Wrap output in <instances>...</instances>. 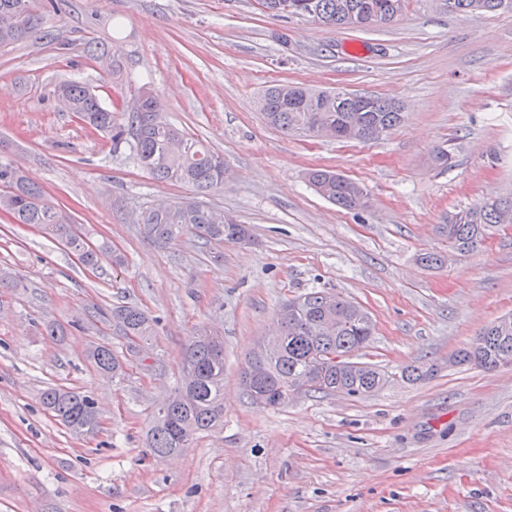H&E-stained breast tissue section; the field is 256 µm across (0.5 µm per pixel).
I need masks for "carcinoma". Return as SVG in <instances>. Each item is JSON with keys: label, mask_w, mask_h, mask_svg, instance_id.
I'll return each instance as SVG.
<instances>
[{"label": "carcinoma", "mask_w": 512, "mask_h": 512, "mask_svg": "<svg viewBox=\"0 0 512 512\" xmlns=\"http://www.w3.org/2000/svg\"><path fill=\"white\" fill-rule=\"evenodd\" d=\"M429 2L443 14L512 11V0ZM409 4L410 0H260L268 15L303 16L331 29H367L377 16L379 25H389L407 11ZM44 33L45 18L33 9L31 0H0V45ZM54 94L68 111L107 134L113 151L128 149L154 180L181 183L192 189L193 195L176 203L153 204L133 215L140 237L148 245L167 249L186 234L205 245L252 240L247 225L197 200L224 186V157L204 148L166 119V105L151 83L138 87L131 104L117 100L110 108L77 81L59 83ZM257 107L268 125L286 134L345 141L376 140L403 118L399 103L387 97L368 95L356 102L341 89L316 90L288 82L268 86ZM307 179L317 194L345 210L368 208L363 188L332 170L312 169ZM0 210L9 212L17 224L43 228L88 266L98 265L103 257L114 265L125 261L122 254L108 247L90 246L59 205L29 183L12 163L3 161ZM503 224H512V193L485 198L450 214L436 231L465 256ZM111 316L121 334L136 345L154 335L158 323L134 304L113 307ZM276 321L283 329L279 346L265 355L253 353L242 372V383L253 402L279 408L305 387L331 393L344 389L351 396L363 397L385 384L384 371L375 365L353 361L338 367L323 360V354L331 349L351 356L371 341L372 318L359 303L333 292L314 290L284 302ZM87 356L99 373L125 375L127 358L111 347L94 345ZM452 362L486 371L512 365V315L481 328L468 346L452 355ZM183 363L190 366V373L181 375L173 392L152 411L146 448L156 458L182 452L198 435L224 421L223 338L211 331L194 332L185 347ZM40 400L46 410L75 432L91 431L97 424L96 402L85 392L49 387L41 392Z\"/></svg>", "instance_id": "obj_1"}]
</instances>
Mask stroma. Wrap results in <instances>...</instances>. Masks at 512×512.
I'll use <instances>...</instances> for the list:
<instances>
[{
    "mask_svg": "<svg viewBox=\"0 0 512 512\" xmlns=\"http://www.w3.org/2000/svg\"><path fill=\"white\" fill-rule=\"evenodd\" d=\"M44 5L33 0L52 41L0 46V157L126 263L84 266L40 227L0 216V269L15 282L0 288V512H512V366L448 363L512 315V230L466 256L435 231L448 213L512 192V12L461 17L411 0L394 24L330 30L269 17L258 0ZM112 40L123 80L85 52ZM141 76L169 122L223 155L232 177L206 202L250 226L251 244L224 245L217 259L190 236L147 245L132 211L190 188L152 180L52 95L73 78L104 103L128 100ZM278 82L382 94L404 120L366 143L288 136L257 108ZM438 145L448 169L430 162ZM314 168L360 183L368 208L322 199L305 179ZM429 252L445 263L421 265ZM314 289L370 312L374 336L354 359L388 384L252 403L240 381L248 355L280 305ZM127 302L158 318L156 334L125 376L99 374L86 352L125 351L104 314ZM46 322L65 336L42 335ZM199 328L224 338V424L178 456L143 457L152 406L175 387ZM409 365L434 373L409 381ZM49 386L91 393L93 434L43 408Z\"/></svg>",
    "mask_w": 512,
    "mask_h": 512,
    "instance_id": "stroma-1",
    "label": "stroma"
}]
</instances>
